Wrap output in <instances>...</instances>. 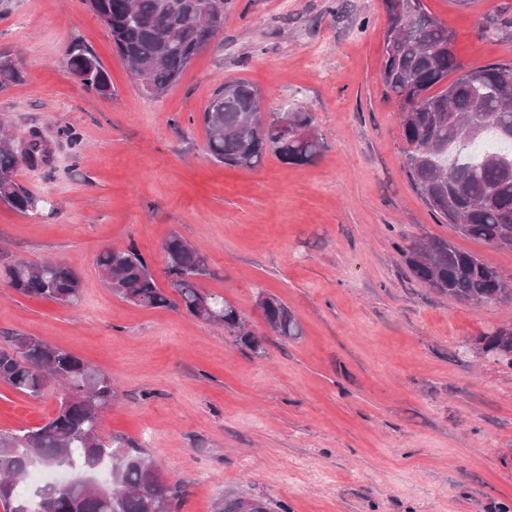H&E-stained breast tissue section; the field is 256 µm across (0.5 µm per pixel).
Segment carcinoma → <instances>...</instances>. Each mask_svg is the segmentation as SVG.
<instances>
[{
    "label": "carcinoma",
    "mask_w": 512,
    "mask_h": 512,
    "mask_svg": "<svg viewBox=\"0 0 512 512\" xmlns=\"http://www.w3.org/2000/svg\"><path fill=\"white\" fill-rule=\"evenodd\" d=\"M108 29L116 51L143 90L159 95L224 27V0H84ZM388 18L379 79L401 115L404 171L435 218L462 237L503 248L512 239V163L496 156L501 131L512 132V62L466 67L453 50V35L430 15L422 0H383ZM65 63L86 89L112 94L108 71L84 43L74 41ZM12 61L0 58V88L19 80ZM442 89H437V86ZM258 89L246 81L220 85L202 112L206 150L227 167L255 168L268 153L288 164H308L318 156L319 136L296 139L282 131L313 127L312 113L259 112ZM492 116L494 128L478 145L469 142L477 113ZM50 145L32 131L22 150L0 141V202L36 215L47 201L18 180L19 162L29 169L49 166ZM170 291L160 288L139 249H106L97 259L112 292L137 306L183 308L193 318L219 325L235 344L258 354L261 339L236 307L198 285L210 275L207 259L179 233L164 244ZM412 275L438 295L476 306L512 302V287L479 256L447 238L413 242L401 251ZM0 278L15 292L75 305L82 281L55 261H14L0 266ZM176 298H171V295ZM261 312L274 334L285 340L302 328L278 297L265 294ZM483 353L503 346L502 332L478 337ZM58 383L55 415L44 424L0 433V507L3 512H171L172 485L145 458L137 441L99 433L102 413L116 397L112 378L75 354L15 336L0 348V383L39 398ZM39 464L71 468V483L41 486L30 493L8 481ZM217 512H274L261 499L226 494Z\"/></svg>",
    "instance_id": "carcinoma-1"
}]
</instances>
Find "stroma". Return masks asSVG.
<instances>
[{
  "label": "stroma",
  "mask_w": 512,
  "mask_h": 512,
  "mask_svg": "<svg viewBox=\"0 0 512 512\" xmlns=\"http://www.w3.org/2000/svg\"><path fill=\"white\" fill-rule=\"evenodd\" d=\"M423 3L467 67L512 61V39L485 31L512 21V0ZM387 27L382 0H224L222 32L153 97L82 0H10L0 19V54L21 73L0 88V121L15 148L35 130L52 149L49 168H18L49 209L0 203V264L52 259L84 284L71 306L0 281V347L31 336L112 377L101 434L143 446L176 486L173 512H215L231 491L288 512H512V366L476 346L512 322V303L448 301L399 254L451 237L512 284V249L454 236L410 185L400 114L379 80ZM75 40L106 67L111 95L69 74ZM233 80L261 92L264 113L311 112L320 155L211 161L200 114ZM174 232L206 256L200 287L239 309L262 354L104 283L99 252L133 245L167 287ZM263 291L288 306L299 339L268 330ZM56 391L33 399L0 383V432L43 424Z\"/></svg>",
  "instance_id": "obj_1"
}]
</instances>
